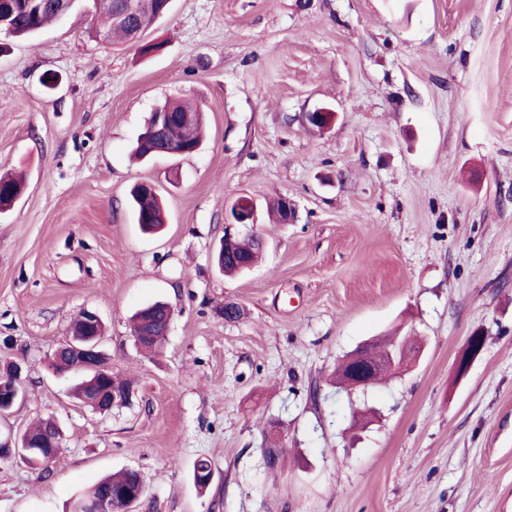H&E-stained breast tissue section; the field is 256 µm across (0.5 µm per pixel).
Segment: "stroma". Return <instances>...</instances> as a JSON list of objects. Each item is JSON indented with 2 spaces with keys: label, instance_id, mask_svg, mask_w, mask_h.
Masks as SVG:
<instances>
[{
  "label": "stroma",
  "instance_id": "stroma-1",
  "mask_svg": "<svg viewBox=\"0 0 512 512\" xmlns=\"http://www.w3.org/2000/svg\"><path fill=\"white\" fill-rule=\"evenodd\" d=\"M90 7L0 35V175L26 176L0 215V367L25 390L0 437L64 432L47 473L0 459V512H70L125 468L136 512H512V0H172L148 55L96 39ZM169 98L201 108V149L131 162ZM140 182L159 234L135 222ZM240 196L267 249L227 277L212 255ZM279 196L294 223L264 214ZM159 300L175 315L148 356L129 318ZM84 309L130 406L93 411L49 369ZM401 333L426 345L412 372L331 386L360 342ZM141 185L154 193L148 192L147 190L140 191L138 187L134 190V193L131 192L136 221L141 230L144 228L146 234H154L151 231L154 230V227H149L147 224L160 227L164 220L163 209L157 201L154 186L149 183H138L135 186ZM483 347L484 336L478 331L473 332L468 337L465 351L460 357H458L456 362L457 372L459 375L463 376L468 372L472 362L482 353Z\"/></svg>",
  "mask_w": 512,
  "mask_h": 512
}]
</instances>
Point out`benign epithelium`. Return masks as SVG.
Segmentation results:
<instances>
[{
  "label": "benign epithelium",
  "mask_w": 512,
  "mask_h": 512,
  "mask_svg": "<svg viewBox=\"0 0 512 512\" xmlns=\"http://www.w3.org/2000/svg\"><path fill=\"white\" fill-rule=\"evenodd\" d=\"M149 8L160 18L165 16L171 8V0H115L113 5L114 18L132 29L131 44L142 43L141 31L135 28V18L143 9ZM194 112H155L152 125L145 129L144 134L156 141L168 142L173 137L177 128L189 125L195 121ZM335 119L332 110L321 107L308 113V123L318 129L330 125ZM258 206L256 202L247 196L237 198L225 211L224 240L221 241L217 251L225 254L227 249L243 235L242 229L247 233L257 235ZM84 329L82 333L71 336L61 348L66 358L74 362L76 366L87 364L96 371L100 377L111 373V366L102 345L105 340V329L101 317L94 311L84 309L79 313ZM484 347V336L473 332L467 341L463 354L458 357L456 365L459 375H465L472 362L480 356ZM423 348L413 344L399 346L392 351L382 353L376 350L373 341L368 340L353 352L350 360L353 365L345 374H337L338 388H344L350 392L366 390L376 382L375 373L380 370L383 373L392 372L400 374L413 368ZM23 368L19 363L12 364L13 377L0 379V417L11 413L16 404L23 400L24 394L18 383ZM137 396V389L129 385L122 388L114 387L104 392H93L90 397L84 399V403L91 405L99 412H109L115 408H122L131 404L133 397ZM0 450L14 457L29 460L40 454L37 443L25 438L17 443L12 438L0 440ZM145 493V482L142 474H137V487L127 489L116 494L104 497H88L80 502L77 512H135L137 504Z\"/></svg>",
  "instance_id": "1"
}]
</instances>
